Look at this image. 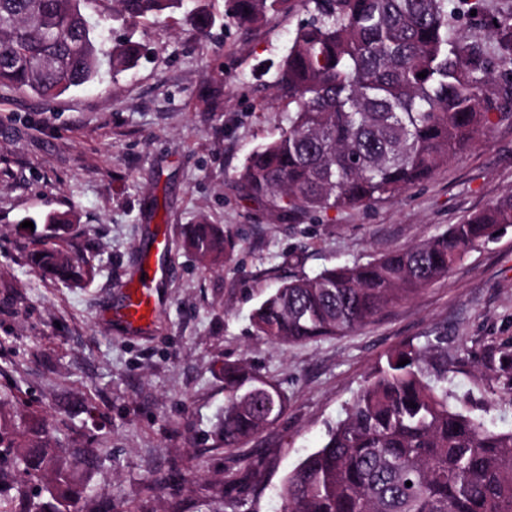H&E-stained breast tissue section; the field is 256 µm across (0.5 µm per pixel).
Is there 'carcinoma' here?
<instances>
[{
    "label": "carcinoma",
    "mask_w": 512,
    "mask_h": 512,
    "mask_svg": "<svg viewBox=\"0 0 512 512\" xmlns=\"http://www.w3.org/2000/svg\"><path fill=\"white\" fill-rule=\"evenodd\" d=\"M180 2L0 0V85L51 97L93 81L104 58L123 72L139 45L109 47L97 30L115 11L136 23ZM289 2L231 0L227 18L254 24ZM482 2L306 0L310 18L280 66L279 90L295 109L279 139L249 155L238 186L300 221L398 197L465 152L512 107V17L488 26L494 58L484 39L454 35L460 16L481 12ZM511 224L512 190L422 243L281 283L256 308L254 326L280 344L343 335ZM31 235L20 248L42 275L79 286L94 277L92 245L76 242L71 215L48 214L42 233ZM183 248L219 262L234 245L203 220ZM450 398L446 356L411 346L391 352L321 448L285 478L282 512H512V430L490 428ZM286 403L247 363L224 364V447L273 424ZM53 428L24 410L14 423L23 445L0 428V512H112L108 500L86 510L87 484L72 467L98 468L102 449L62 455L50 444Z\"/></svg>",
    "instance_id": "cac0c4a2"
}]
</instances>
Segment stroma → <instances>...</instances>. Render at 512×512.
Here are the masks:
<instances>
[{"label":"stroma","instance_id":"1","mask_svg":"<svg viewBox=\"0 0 512 512\" xmlns=\"http://www.w3.org/2000/svg\"><path fill=\"white\" fill-rule=\"evenodd\" d=\"M217 18L200 35L189 9ZM228 0L101 34L132 39L137 65L102 66L91 83L42 99L0 87V426L22 397L55 422L52 442L104 450L91 495L112 512H280L279 489L324 442L371 370L393 350L442 343L448 388L472 414L512 430V388L500 377L512 350V226L475 247L418 296L343 336L272 342L252 313L280 282L365 263L443 234L512 190V116L487 138L402 196L298 223L242 193L249 154L279 138L293 106L277 88L279 64L309 17L302 0L257 24L225 22ZM75 212L94 246L85 286L50 284L16 244L26 221ZM234 241L221 264L187 254L200 219ZM167 269L157 314L131 334L101 314L120 305L155 238ZM246 362L288 397L285 413L244 447L219 442L224 365ZM251 458L254 474L244 470Z\"/></svg>","mask_w":512,"mask_h":512}]
</instances>
